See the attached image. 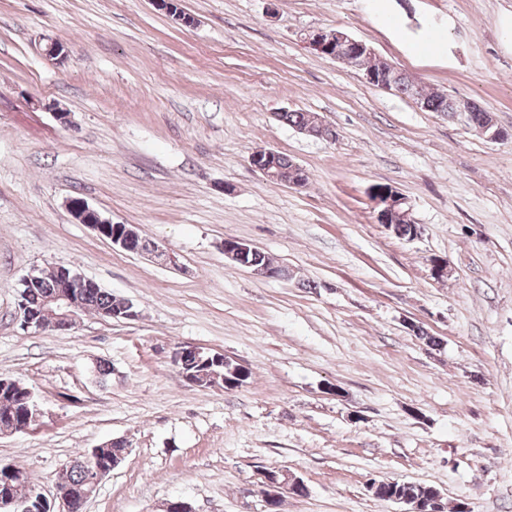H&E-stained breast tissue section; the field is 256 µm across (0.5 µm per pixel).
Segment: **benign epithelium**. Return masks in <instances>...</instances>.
I'll use <instances>...</instances> for the list:
<instances>
[{"mask_svg":"<svg viewBox=\"0 0 512 512\" xmlns=\"http://www.w3.org/2000/svg\"><path fill=\"white\" fill-rule=\"evenodd\" d=\"M306 44L314 51L325 54L338 61H348L350 66L364 70L366 81L383 90H393L392 72L396 67L385 62L378 69L363 68L357 63L358 55L371 56L373 49L364 41L353 37L348 32L336 30L317 29L310 31L306 37ZM279 153L274 150L256 152L249 157L250 165L258 170L267 180L277 181L289 187H302L305 185L306 172L298 164L289 170H284L278 161ZM372 201L377 208V220L386 227H391L394 217L399 215L409 223H414L412 209L408 200L395 189H381L372 193ZM79 222L88 225L99 236L109 239L112 245L125 251H133L134 242L139 238L138 227L132 224L114 223L108 218H102L99 212L83 201L80 203ZM224 257L240 267H250L249 255L256 251L255 246L237 238H226L223 244ZM151 259L163 263L174 264L176 257L170 251L153 244L146 250L139 251ZM85 281L77 274L67 277V285L56 291L46 301L47 313L54 317L56 329L70 330L79 321L82 312L78 296V289L83 287ZM204 348L183 344L178 346L173 354L172 361L180 366L187 357L200 356ZM304 484L286 471H268L265 475L260 493L264 498L268 512H274L277 502L285 492L297 493ZM36 499V503L45 512H55V503L41 491L40 487L31 489V492L19 496L10 488L0 490V512H29L27 502Z\"/></svg>","mask_w":512,"mask_h":512,"instance_id":"benign-epithelium-1","label":"benign epithelium"}]
</instances>
